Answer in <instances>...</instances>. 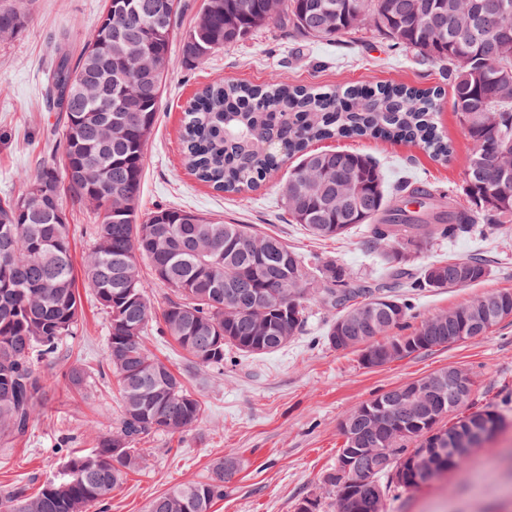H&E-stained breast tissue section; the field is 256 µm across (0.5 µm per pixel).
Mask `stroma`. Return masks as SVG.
Listing matches in <instances>:
<instances>
[{
  "instance_id": "stroma-1",
  "label": "stroma",
  "mask_w": 512,
  "mask_h": 512,
  "mask_svg": "<svg viewBox=\"0 0 512 512\" xmlns=\"http://www.w3.org/2000/svg\"><path fill=\"white\" fill-rule=\"evenodd\" d=\"M106 2L32 0L23 31L0 41V196L22 191L23 178L34 172L47 132L56 123L44 99L54 40L65 39L73 51H80ZM276 77L325 88L385 83L448 87L439 67L420 63L392 50L387 41L361 32L322 43L292 40L272 27L220 50L201 65L187 64L180 50H172L167 90L144 150L140 209L147 213L180 207L230 224H248L320 261H336L355 279L373 284L383 271V256L367 252L362 229L327 241L308 237L285 211L280 176L257 190L224 195L180 163L184 106L202 86L217 78L262 84ZM438 123L454 149L447 164L411 143L341 139L323 141L322 146L370 154L391 179L409 181L435 195L451 193L462 203L471 145L450 105H443ZM473 254L489 268L486 281L424 293L416 300L417 314L450 311L485 291H512V235L501 234L491 224L421 247L415 261ZM81 302L84 331L47 373L39 419L26 438L0 441V489L20 484L37 491L61 467L59 444L75 451L94 447L119 415L117 387L107 376H96L80 393L64 377L75 361L96 368L106 358L104 315L90 295H82ZM336 314V309L308 303L305 329L286 348L264 357L225 360L220 373L190 367L188 355L173 342L149 341L153 352L185 373L203 416L191 431L159 433L141 441L146 467L128 473L113 489L107 512H145L149 502L170 487L205 479L222 459L234 461L236 469L224 485L223 499L214 502L210 512H296L305 498L318 500V512H337L323 477L336 464L345 417L378 391L452 364L471 373L476 405L512 398V321L476 340L367 368L356 352L337 351L325 343ZM389 512H512V423L457 470L422 490L391 499Z\"/></svg>"
}]
</instances>
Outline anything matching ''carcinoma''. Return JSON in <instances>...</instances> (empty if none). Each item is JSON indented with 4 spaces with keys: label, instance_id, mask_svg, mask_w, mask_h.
<instances>
[{
    "label": "carcinoma",
    "instance_id": "cac0c4a2",
    "mask_svg": "<svg viewBox=\"0 0 512 512\" xmlns=\"http://www.w3.org/2000/svg\"><path fill=\"white\" fill-rule=\"evenodd\" d=\"M422 2H438L441 9L424 17L411 0H279L274 20L268 0H202L180 43L185 61L202 64L270 26L326 43L365 30L448 74L451 107L472 144L464 172L468 205L460 208L415 188L414 201H406L408 185L389 190L367 154L312 148L339 137L371 138L417 144L435 159L450 160L453 147L437 123L439 89L380 84L320 90L280 77L266 85L217 79L185 107L181 159L200 181L241 193L286 169L284 206L309 237L332 240L363 227L373 245L387 249L384 282L374 287L335 262L316 270L310 258L248 224L178 207L141 214L144 147L164 96L181 0H108L79 54L61 42L55 46L47 92L65 114L62 163L38 162L24 193L0 198V439L26 437L37 418L41 365H51L82 326L81 287L106 316V367L118 383L120 414L112 432L99 436L91 450L67 456L62 474L36 494L18 486L0 495V512H89L129 472L145 467L135 444L198 424L202 405L185 376L146 345L153 330L196 365L221 371L232 350L255 357L286 347L301 333L310 299L341 307L338 320L374 307L372 327L346 346L372 368L481 338L512 319L502 314L503 307L512 309L508 290L483 292L446 314H416V295L475 286L488 275L478 257L431 260L414 273L409 262L416 249L468 234L477 224L512 230V180L500 179L496 165L498 154H512V86H505L512 82V14L478 31L464 0ZM26 22V0H0V38L18 34ZM358 97L367 101L362 110L349 106ZM82 168L91 181L69 179ZM348 173L357 179V197L338 211L336 188ZM68 201L90 202L96 211L93 245L79 275L70 225L54 221ZM142 260L170 290L159 315L146 293ZM482 311L490 320L478 333L473 318ZM92 375L90 367L75 365L65 379L81 390ZM400 392L384 390L347 416L353 420L368 410L394 418L378 434L362 437L359 473L337 465L323 478L337 497L357 493L354 512H387L391 489L429 486L507 424L509 403L476 408L469 399L459 405L454 386L438 395L444 411L429 423L426 404L402 407ZM435 427L450 440L461 434L474 439L466 447L446 446L402 481L390 466L372 469L376 454L396 463L433 447L428 435ZM233 470V462H219L205 480L160 494L147 512H210Z\"/></svg>",
    "mask_w": 512,
    "mask_h": 512
}]
</instances>
